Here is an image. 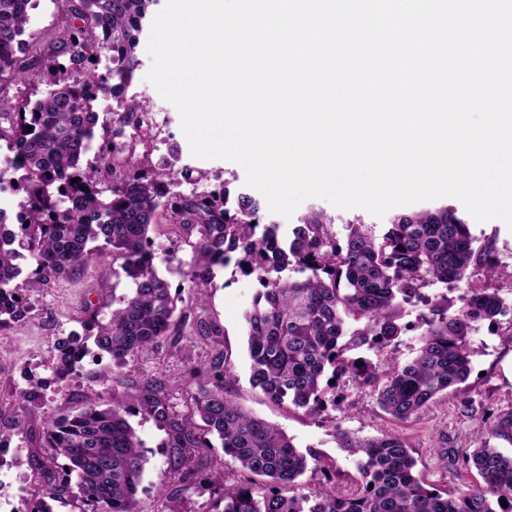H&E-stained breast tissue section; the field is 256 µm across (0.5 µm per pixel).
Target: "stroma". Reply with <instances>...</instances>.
Here are the masks:
<instances>
[{
  "mask_svg": "<svg viewBox=\"0 0 512 512\" xmlns=\"http://www.w3.org/2000/svg\"><path fill=\"white\" fill-rule=\"evenodd\" d=\"M28 15L24 40L43 44L48 33L58 26L62 11L57 0H35ZM149 38V32H142L138 46L141 65L124 98H110L111 112L101 116L95 129L96 140L105 137L106 128L112 123V111L119 109L123 99L134 97L153 107L149 125L143 127L133 143L136 157H148L155 167L175 149L181 164L203 172L202 189L219 191L226 186H244L246 173L240 164L192 156L178 110L146 79L152 65L147 52ZM314 209L332 220V229L340 239L346 235L347 223L358 217L373 225L379 234L387 224L386 218L376 217L365 209H340L320 198L304 200L288 219L262 209L260 222L277 224L285 230ZM470 229L478 245L491 247L503 273L495 277L480 273L454 284L427 287V295L447 298L449 305L456 308L473 288L512 295V229L500 220L474 221ZM151 238L154 264L170 282L178 298L177 306L183 312L175 341H162L120 364L108 355L94 353L66 379L55 378L53 364L58 339L82 333L90 314L108 319L113 303L130 291L131 282L121 267L122 261L108 247L98 250L91 263L78 268L70 277L35 288L29 294L31 318L19 327L0 331V466L11 469L26 494L33 489L31 452L40 439L44 419L76 413L88 401L108 402L117 391L133 392L136 383L146 377L164 382L175 410L185 412L184 389L194 383L192 369L207 365L217 348L227 350L236 374L227 387L230 398L249 413L280 427L302 452L316 456L332 468L342 492L355 491L360 476L354 458L336 446L333 427L337 424L363 437L399 433L412 450L421 481L440 492L459 493L481 484L478 472L465 464L463 453L476 446L488 426L512 417L511 315L480 327L476 342L481 353L460 390L439 396L411 420L395 421L377 405L373 387L345 378L328 392L325 412L312 415L291 403L269 399L249 382L244 315L260 288L256 278L240 273L234 265H218L206 288L188 287L185 275L196 256L195 238L178 235L164 219ZM426 312V307L419 303L402 305L401 321L408 329L395 345L375 357V364L381 366L391 358L402 361L414 356ZM202 322L219 328V337L200 333L198 325ZM33 380L44 384L43 399L35 408L25 406L20 398L21 391ZM131 423L145 443L147 457L136 494V510L160 512L158 487L169 470L168 451L162 446L165 433L154 421L138 416ZM217 470L223 472L228 488L251 478L250 473L225 456L223 448H211L202 468L203 479L181 494L183 512H213L218 491L205 476ZM26 494L17 498L15 512H27Z\"/></svg>",
  "mask_w": 512,
  "mask_h": 512,
  "instance_id": "35a3bbf8",
  "label": "stroma"
}]
</instances>
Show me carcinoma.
<instances>
[{"label":"carcinoma","instance_id":"1","mask_svg":"<svg viewBox=\"0 0 512 512\" xmlns=\"http://www.w3.org/2000/svg\"><path fill=\"white\" fill-rule=\"evenodd\" d=\"M154 2L62 0L63 25L44 48L21 39L31 0H0V86L33 79L52 86L34 102L0 95V140L9 141L14 170L23 171L13 188L26 195L17 223H6L0 213V331L30 318L29 289L71 275L93 259L92 244L101 239L123 259L124 270H133L130 293L107 320L91 316L85 335L57 343L54 374L70 375L90 353V338L119 364L174 336L177 298L154 266L151 249L161 209L178 232L197 235L187 282L206 286L213 265L232 261L259 282L245 315L250 382L270 399L319 413L332 380L348 375L374 387L381 409L406 421L440 393L465 383L480 353L474 334L482 323L505 315L496 290L474 288L452 312L448 300L434 302L416 355L390 361L382 375L371 360L347 356L362 347L377 354L395 344L407 330L400 304L422 299L428 285L460 281L470 269L498 274L488 247L476 246L469 225L448 206L398 212L380 235L371 225L352 224L343 241L326 214L312 210L285 244L277 224L257 232L259 201L253 195L242 192L231 204L227 189L185 194L180 187L192 181L190 168L175 169V156L145 171L131 142L150 111L135 99L113 113L108 142L94 160L82 163L98 125L92 102L106 91L117 97L130 85L140 66L143 21ZM105 50L111 53V85L92 60ZM23 250L36 267L20 284ZM290 266L309 275L272 276ZM351 321L359 324L352 331ZM195 379L184 415L173 410L167 386L150 377L109 404L88 401L74 415L45 422L31 454L36 483L28 512H50L48 501L74 495L89 512H135L147 463L144 442L130 422L138 415L165 431L170 476L160 487L162 512H181L179 491L170 483L184 490L198 478L203 450L214 447V438L245 471L271 483L267 489L243 484L222 492L215 512H512V455L494 448L488 435L464 455L483 483L444 496L416 476L400 436L360 437L337 427V447L356 457L357 491L344 494L333 484L312 497L290 495L288 488L307 470L324 475L325 466L310 465L284 431L226 395L234 379L227 354L215 353L209 365L195 370ZM43 448L49 453L42 454ZM502 499L509 509L501 508Z\"/></svg>","mask_w":512,"mask_h":512}]
</instances>
